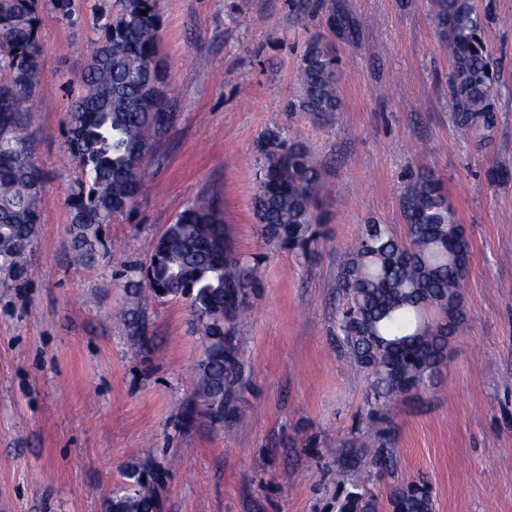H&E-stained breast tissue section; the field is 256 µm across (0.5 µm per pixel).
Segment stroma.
<instances>
[{
    "label": "stroma",
    "instance_id": "35a3bbf8",
    "mask_svg": "<svg viewBox=\"0 0 512 512\" xmlns=\"http://www.w3.org/2000/svg\"><path fill=\"white\" fill-rule=\"evenodd\" d=\"M496 66V124L464 135L450 96L452 58L432 0H157L168 125L144 170L152 186L106 229L111 253L87 265L67 232L80 172L67 111L96 40L89 4L72 22L45 13L27 130L46 177L43 222L23 260L0 272V512H104L132 461L170 463L161 512H336L335 472L390 512L391 489L426 477L435 512H512V0H474ZM318 36L340 60V112L289 110L303 47ZM282 127L318 161L325 237L303 259L264 245L252 212L257 149ZM429 173L472 246L464 320L433 386L391 413L393 466L361 434L366 374L336 349L340 253L361 224L407 235L404 187ZM210 197L232 249L263 253L240 329L251 389L242 417L180 425L199 351L184 301L148 300L149 344L116 312L115 274L147 261L185 203Z\"/></svg>",
    "mask_w": 512,
    "mask_h": 512
}]
</instances>
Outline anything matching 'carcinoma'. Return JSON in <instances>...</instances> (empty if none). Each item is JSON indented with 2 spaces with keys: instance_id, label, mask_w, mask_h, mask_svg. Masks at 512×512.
I'll list each match as a JSON object with an SVG mask.
<instances>
[{
  "instance_id": "obj_1",
  "label": "carcinoma",
  "mask_w": 512,
  "mask_h": 512,
  "mask_svg": "<svg viewBox=\"0 0 512 512\" xmlns=\"http://www.w3.org/2000/svg\"><path fill=\"white\" fill-rule=\"evenodd\" d=\"M72 0H0V270L24 273L21 259L41 223L44 176L26 132L30 102L39 94L37 74L44 13L69 20ZM434 20L454 63L450 93L457 125L479 142L496 114V75L487 54L485 27L473 0H433ZM146 14H140V11ZM97 46L67 123V146L80 171L69 188V233L82 261L107 250L102 227L130 208L147 187L143 164L163 133L164 91L154 87L150 64L158 56L156 0H114L92 7ZM339 68L331 46L305 44L299 100L290 109L319 115L341 108ZM256 161L252 208L261 239L297 257H309L322 234L314 208L323 182L317 162L287 132H266ZM407 241L385 224L368 223L347 246L336 274L342 305L336 343L367 373V433L383 436L394 401L425 389L447 359L461 324L460 290L471 248L440 182L419 175L405 188ZM260 255L235 254L224 240L217 209L191 200L154 245L147 265L130 261L119 276L125 290L122 316L136 342H149L140 305L148 293L161 301L184 299L201 343L192 367L193 402L182 420L203 418L216 427L240 418L250 388L241 354L240 326L260 285ZM169 466L152 457L126 466L109 505L118 512H159L158 489ZM392 512H435L427 482L413 479L390 493ZM339 512H377L374 494L349 491Z\"/></svg>"
}]
</instances>
